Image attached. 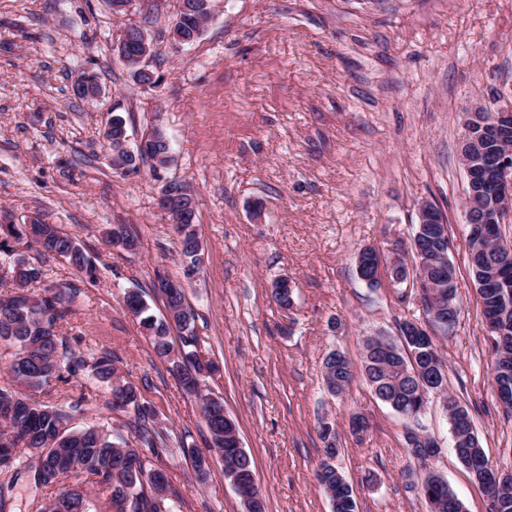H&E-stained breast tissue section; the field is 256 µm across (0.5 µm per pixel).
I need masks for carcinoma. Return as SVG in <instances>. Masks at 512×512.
<instances>
[{"instance_id": "1", "label": "carcinoma", "mask_w": 512, "mask_h": 512, "mask_svg": "<svg viewBox=\"0 0 512 512\" xmlns=\"http://www.w3.org/2000/svg\"><path fill=\"white\" fill-rule=\"evenodd\" d=\"M203 14L183 11L170 29L172 42L181 39L196 40L204 31ZM33 233L44 239L41 256L62 257L68 266L93 282L97 268L86 248L56 224H44L35 217ZM24 225L0 224V254H13V243L24 239ZM413 239L426 247L423 276L430 288L442 292L455 290L456 272L449 258L448 242H428L427 231L418 226ZM500 254L489 241L482 248H473L470 265L483 305V315L495 327L490 336L493 350V381L498 390L512 393V278L503 280L498 275ZM45 275L44 266L34 263L13 267L14 291L0 298V338L10 339L16 346L10 372L17 384L28 389H41L53 381L68 383L79 372L86 371L91 378L107 384L112 394V405L134 411L135 434L138 446L124 439L114 440L94 427L77 428L72 425V412L81 405L76 400L64 408L56 403L30 398L6 387L0 388V465L12 467L20 455L30 448L38 452L40 463L34 481L42 488L55 486L60 479L82 471L94 483L109 493L112 512H176L177 504L168 495V477L161 469L146 466L145 454L154 453L160 435L152 425L151 414L140 402V389L118 375V358L102 351L89 359L75 354L59 338L57 327L67 321L77 295L75 288L59 291L49 286L44 295L33 296L29 286ZM126 305L140 318L141 326L151 340L156 356L166 359L170 372L186 393L200 394L205 377L214 370L211 362H204L198 351L199 340L195 332V316L182 309L183 299L166 295V307L176 311V322L157 318L148 313L149 306L141 292L127 294ZM448 316L453 323L458 308L448 307V300L438 299L424 308V317L431 311ZM419 318H403L398 324L401 344L382 336L371 337L364 343L363 375L376 396L399 414L410 418L424 408L420 388L427 383L437 388L446 387V370L439 359L435 343L427 336H411L407 329ZM180 337V347L173 350L172 331ZM340 394L351 385L354 371L345 357L336 364L330 375ZM215 398L202 401L204 419L208 420L211 445L209 450L224 454V429L227 423L219 417L209 421ZM455 416L462 417L456 431L455 451L463 466L479 485H484L488 461L478 436L473 432L472 416L457 399L450 397ZM407 451L416 460L425 462L438 453L435 442L424 435L409 433ZM254 466L251 457L240 464L237 479L248 494L258 495L253 485ZM324 489L331 490L336 499L334 512H357V501L352 486L331 465L322 462L316 472ZM420 491L434 512H463L460 500L438 474L428 471L421 482ZM48 512H100L81 488H73L51 499ZM490 512H512V473L505 475L503 490L498 494Z\"/></svg>"}]
</instances>
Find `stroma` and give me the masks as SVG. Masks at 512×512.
<instances>
[{
	"label": "stroma",
	"instance_id": "stroma-1",
	"mask_svg": "<svg viewBox=\"0 0 512 512\" xmlns=\"http://www.w3.org/2000/svg\"><path fill=\"white\" fill-rule=\"evenodd\" d=\"M217 3L202 37L179 49L169 30L181 0H133L119 17L104 0H0V208L19 224L38 214L59 225L97 266L90 282L60 259L47 263V283L80 290L60 331L65 345L112 351L121 378L140 385L161 436L146 461L166 472L177 512H244L219 455L197 479L192 453L210 443L199 402L124 305L138 289L164 316L152 283L159 273L183 277L184 265L159 195L166 181L189 180L204 264L187 303L201 356L219 367L206 389L237 423L266 512H332L316 479L324 417L358 512H429L407 480L418 467L406 447L410 431L436 442L430 466L465 512H487L455 455L441 399L430 397L409 419L364 379L365 340L399 339V321L420 306L400 304L388 280L359 279L355 259L362 247L409 240L422 203L447 218L460 314L450 332L431 334L449 395L468 408L490 463L512 471V413L491 375L459 160L468 113L512 101V0ZM131 25L154 42L156 87L135 83L114 55ZM85 71L98 75L104 96L74 97ZM116 112L134 138L160 125L171 163L114 168L102 133ZM115 224L132 228L136 250L104 244ZM284 275L294 290L289 312L270 297ZM334 350L356 374L336 396L323 380ZM32 396L60 405L81 398L74 426L137 440L132 411L112 408L109 390L87 374ZM356 413L368 422L360 439L349 429ZM35 457L26 452L16 471L0 467V512H44L50 494L35 484Z\"/></svg>",
	"mask_w": 512,
	"mask_h": 512
}]
</instances>
